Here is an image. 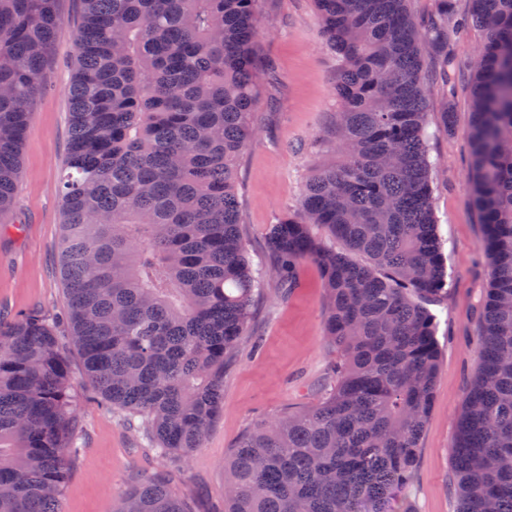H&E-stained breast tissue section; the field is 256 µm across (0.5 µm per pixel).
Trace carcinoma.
<instances>
[{
  "instance_id": "cac0c4a2",
  "label": "carcinoma",
  "mask_w": 512,
  "mask_h": 512,
  "mask_svg": "<svg viewBox=\"0 0 512 512\" xmlns=\"http://www.w3.org/2000/svg\"><path fill=\"white\" fill-rule=\"evenodd\" d=\"M259 0H82L59 192L60 267L86 377L174 464L203 446L224 372L266 288L246 257L237 169L255 139ZM336 54L337 112L298 206L270 228L275 278L321 270L332 392L246 431L225 512H408L440 349L430 305L451 287L436 232L429 102L471 81L469 189L490 281L479 366L452 448L458 512H512V0H314ZM60 0H0V218L19 189L30 106ZM482 31L475 62L453 51ZM438 77L427 79L425 62ZM340 241L344 249L333 245ZM358 254L364 262L353 259ZM57 323L0 320V512H58L80 427ZM117 512H192L163 476Z\"/></svg>"
}]
</instances>
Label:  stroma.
<instances>
[{
  "label": "stroma",
  "mask_w": 512,
  "mask_h": 512,
  "mask_svg": "<svg viewBox=\"0 0 512 512\" xmlns=\"http://www.w3.org/2000/svg\"><path fill=\"white\" fill-rule=\"evenodd\" d=\"M62 32L43 74L44 92L31 107L19 178L10 214L0 221V318L31 311L57 316L67 309L58 259L63 236L59 182L68 145L67 97L75 63L81 0H60ZM263 27L254 41L260 95L258 135L242 154L237 189L243 236L255 267L271 271L272 224L300 201L309 172L327 162L321 139L336 117V59L327 50L312 0H260ZM453 105L454 131L429 141L437 164L433 208L445 242L451 289L434 305L441 356L417 466L406 492L411 512H456L451 446L458 417L477 371L480 299L489 283L484 226L466 188L471 173L467 138L471 119L468 73L458 76L452 100L434 94L432 124ZM324 288L311 262L298 270V285L269 284L256 297L250 336L224 374V404L203 448L167 468L145 431L97 394L85 378L72 343L63 354L77 398L83 448L68 459L60 512H117L125 491L170 472L193 512H224L228 460L254 424L317 402L334 385L336 350L323 338Z\"/></svg>",
  "instance_id": "obj_1"
}]
</instances>
